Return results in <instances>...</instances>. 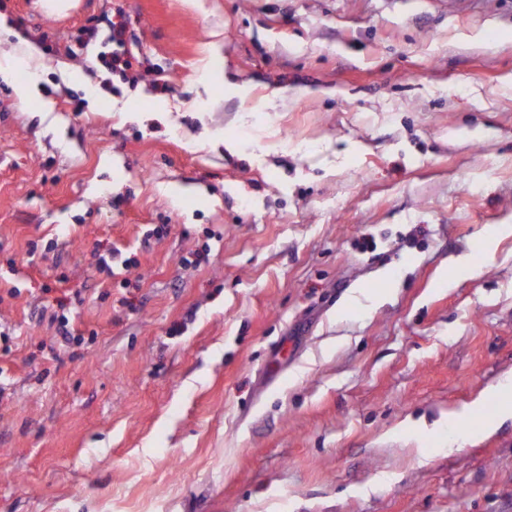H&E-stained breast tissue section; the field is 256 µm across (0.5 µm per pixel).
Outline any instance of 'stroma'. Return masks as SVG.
<instances>
[{"label": "stroma", "instance_id": "35a3bbf8", "mask_svg": "<svg viewBox=\"0 0 512 512\" xmlns=\"http://www.w3.org/2000/svg\"><path fill=\"white\" fill-rule=\"evenodd\" d=\"M0 14V512H512V0ZM127 29L124 23L122 22H112L111 25V35L110 41L113 46L118 48L122 47L125 41ZM113 49L108 60L105 61L107 68L112 71V73H125L127 69L130 68V62L128 59L124 57V54L119 52V49Z\"/></svg>", "mask_w": 512, "mask_h": 512}]
</instances>
